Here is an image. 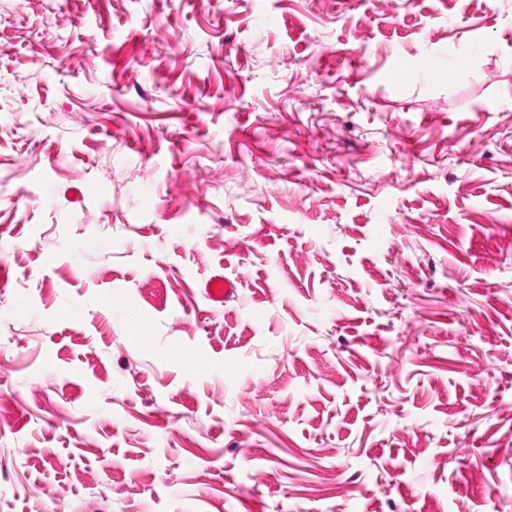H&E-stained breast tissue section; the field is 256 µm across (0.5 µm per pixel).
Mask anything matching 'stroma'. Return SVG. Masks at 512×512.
I'll return each mask as SVG.
<instances>
[{"instance_id":"stroma-1","label":"stroma","mask_w":512,"mask_h":512,"mask_svg":"<svg viewBox=\"0 0 512 512\" xmlns=\"http://www.w3.org/2000/svg\"><path fill=\"white\" fill-rule=\"evenodd\" d=\"M1 265L0 512H512V0H0Z\"/></svg>"}]
</instances>
